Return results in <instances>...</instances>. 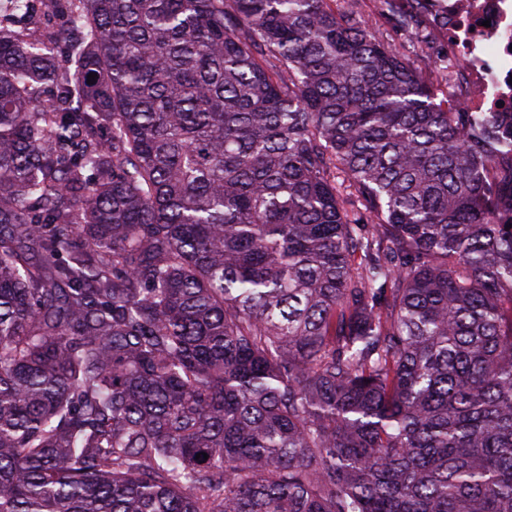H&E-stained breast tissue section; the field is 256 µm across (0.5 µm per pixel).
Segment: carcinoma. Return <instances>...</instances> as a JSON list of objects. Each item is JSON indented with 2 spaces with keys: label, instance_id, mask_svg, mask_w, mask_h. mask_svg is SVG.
<instances>
[{
  "label": "carcinoma",
  "instance_id": "obj_1",
  "mask_svg": "<svg viewBox=\"0 0 512 512\" xmlns=\"http://www.w3.org/2000/svg\"><path fill=\"white\" fill-rule=\"evenodd\" d=\"M43 2L0 512H512V112L448 111V3L374 0L425 76L360 0Z\"/></svg>",
  "mask_w": 512,
  "mask_h": 512
}]
</instances>
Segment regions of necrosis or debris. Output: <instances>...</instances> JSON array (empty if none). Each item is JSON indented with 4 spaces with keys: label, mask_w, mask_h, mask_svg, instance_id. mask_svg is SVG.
Here are the masks:
<instances>
[{
    "label": "necrosis or debris",
    "mask_w": 512,
    "mask_h": 512,
    "mask_svg": "<svg viewBox=\"0 0 512 512\" xmlns=\"http://www.w3.org/2000/svg\"><path fill=\"white\" fill-rule=\"evenodd\" d=\"M451 110L512 112V0H448Z\"/></svg>",
    "instance_id": "1"
}]
</instances>
